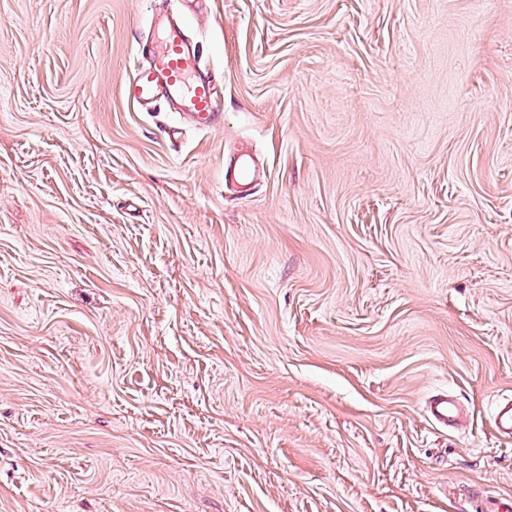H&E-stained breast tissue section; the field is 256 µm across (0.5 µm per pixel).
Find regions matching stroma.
Here are the masks:
<instances>
[{"instance_id":"35a3bbf8","label":"stroma","mask_w":512,"mask_h":512,"mask_svg":"<svg viewBox=\"0 0 512 512\" xmlns=\"http://www.w3.org/2000/svg\"><path fill=\"white\" fill-rule=\"evenodd\" d=\"M162 8L212 130L121 93ZM505 397L512 0H0V512H471ZM426 411L434 422L448 429L467 410L458 401L448 397V394H438L427 402Z\"/></svg>"}]
</instances>
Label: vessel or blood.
<instances>
[{"label": "vessel or blood", "mask_w": 512, "mask_h": 512, "mask_svg": "<svg viewBox=\"0 0 512 512\" xmlns=\"http://www.w3.org/2000/svg\"><path fill=\"white\" fill-rule=\"evenodd\" d=\"M147 60L123 83L124 97L140 105L173 103L180 116L197 129H214L223 118L215 71L202 61L199 47L192 45L180 21L158 24L154 39L137 47ZM430 418L443 427L457 423L463 406L445 394L426 404ZM492 428L498 439L512 440V400L497 405Z\"/></svg>", "instance_id": "obj_1"}]
</instances>
